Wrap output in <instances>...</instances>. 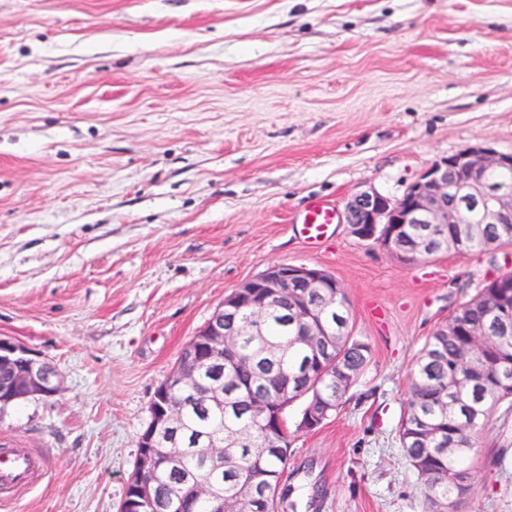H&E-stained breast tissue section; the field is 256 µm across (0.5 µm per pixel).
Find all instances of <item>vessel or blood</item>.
<instances>
[{
    "label": "vessel or blood",
    "mask_w": 512,
    "mask_h": 512,
    "mask_svg": "<svg viewBox=\"0 0 512 512\" xmlns=\"http://www.w3.org/2000/svg\"><path fill=\"white\" fill-rule=\"evenodd\" d=\"M337 220L334 207L323 201L311 204L298 218L301 235L310 242H317L328 235ZM49 463L40 453L28 448L23 440L6 442L0 448V494L6 499L22 497L41 480Z\"/></svg>",
    "instance_id": "b4317fda"
}]
</instances>
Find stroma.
I'll return each mask as SVG.
<instances>
[{
	"instance_id": "stroma-1",
	"label": "stroma",
	"mask_w": 512,
	"mask_h": 512,
	"mask_svg": "<svg viewBox=\"0 0 512 512\" xmlns=\"http://www.w3.org/2000/svg\"><path fill=\"white\" fill-rule=\"evenodd\" d=\"M477 144L512 153V0H0V337L61 377L0 409L52 461L0 512H118L157 387L277 263L335 276L371 345L319 427L289 406L287 512H423L396 433L418 353L512 246L405 263L293 220ZM471 460L458 512H512L511 408Z\"/></svg>"
}]
</instances>
